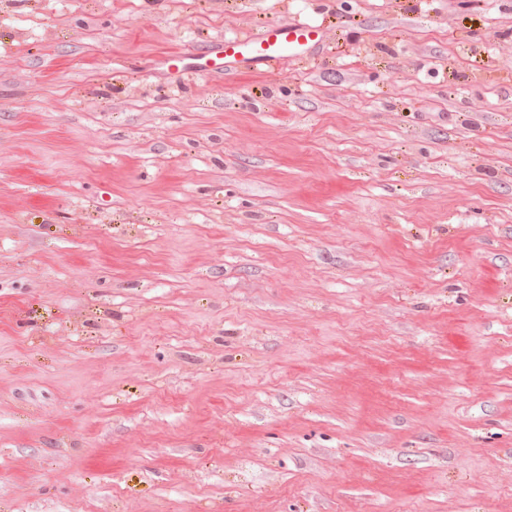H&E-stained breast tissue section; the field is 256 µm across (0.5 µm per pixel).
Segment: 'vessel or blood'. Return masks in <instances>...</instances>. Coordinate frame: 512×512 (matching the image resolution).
I'll list each match as a JSON object with an SVG mask.
<instances>
[{
    "label": "vessel or blood",
    "instance_id": "1",
    "mask_svg": "<svg viewBox=\"0 0 512 512\" xmlns=\"http://www.w3.org/2000/svg\"><path fill=\"white\" fill-rule=\"evenodd\" d=\"M322 41L320 30L294 20L268 26L257 34L234 36L212 46L204 70L221 76L240 63L279 65L284 58L313 53Z\"/></svg>",
    "mask_w": 512,
    "mask_h": 512
}]
</instances>
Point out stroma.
Returning <instances> with one entry per match:
<instances>
[{"label":"stroma","mask_w":512,"mask_h":512,"mask_svg":"<svg viewBox=\"0 0 512 512\" xmlns=\"http://www.w3.org/2000/svg\"><path fill=\"white\" fill-rule=\"evenodd\" d=\"M0 512H512V0H0ZM322 41L320 30L299 20L268 26L257 34L234 36L212 46L204 57L203 67L209 75L222 76L233 70V64L279 65L284 58L313 54Z\"/></svg>","instance_id":"1"}]
</instances>
